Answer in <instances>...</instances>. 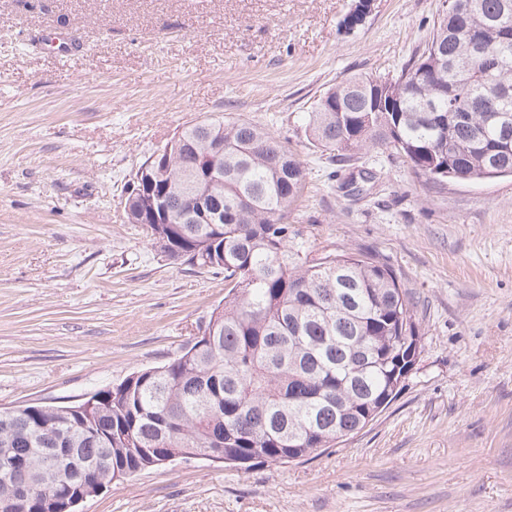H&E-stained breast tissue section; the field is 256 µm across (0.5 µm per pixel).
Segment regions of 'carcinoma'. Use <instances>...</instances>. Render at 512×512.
I'll use <instances>...</instances> for the list:
<instances>
[{
  "label": "carcinoma",
  "mask_w": 512,
  "mask_h": 512,
  "mask_svg": "<svg viewBox=\"0 0 512 512\" xmlns=\"http://www.w3.org/2000/svg\"><path fill=\"white\" fill-rule=\"evenodd\" d=\"M422 52L397 75H355L304 113L305 134L332 162L381 149L427 179L512 175V30L482 50L458 27L487 29L512 0H445ZM183 147L154 178L170 184L169 224L151 225L175 260L224 273V303L208 338L161 367L136 371L80 416L28 405L0 425V512L11 505L12 460L45 496L99 477L120 481L166 455L221 449L250 468L307 458L367 427L397 396L416 338L410 301L373 256L313 253L288 214L307 183L304 162L271 132L222 117L182 128ZM223 187L208 196L212 224L183 211L207 189L215 141ZM73 451L64 467L54 449Z\"/></svg>",
  "instance_id": "obj_1"
}]
</instances>
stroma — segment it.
Wrapping results in <instances>:
<instances>
[{"label": "stroma", "instance_id": "1", "mask_svg": "<svg viewBox=\"0 0 512 512\" xmlns=\"http://www.w3.org/2000/svg\"><path fill=\"white\" fill-rule=\"evenodd\" d=\"M0 0V409L77 402L180 354L223 274L162 252L125 188L184 124L272 132L306 162L289 221L317 252L385 260L421 353L396 398L318 456L176 460L77 512H512V177L432 182L380 150L346 165L299 121L330 88L397 74L441 0ZM373 173L362 193L339 185ZM373 0H357L354 1L350 10L345 14L340 22V26L344 31H353L359 25H362L371 13Z\"/></svg>", "mask_w": 512, "mask_h": 512}]
</instances>
